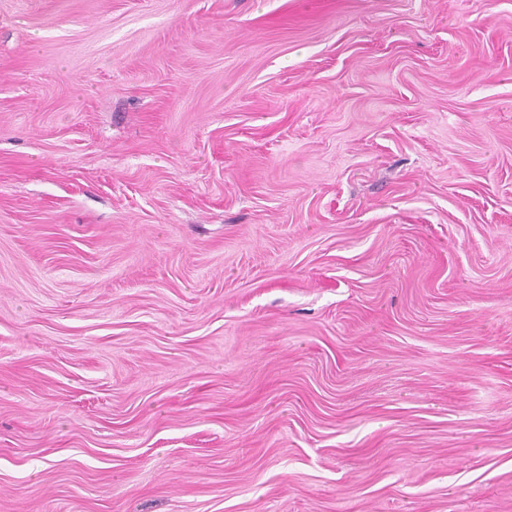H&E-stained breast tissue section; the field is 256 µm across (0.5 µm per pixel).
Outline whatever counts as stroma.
I'll return each instance as SVG.
<instances>
[{"label": "stroma", "mask_w": 512, "mask_h": 512, "mask_svg": "<svg viewBox=\"0 0 512 512\" xmlns=\"http://www.w3.org/2000/svg\"><path fill=\"white\" fill-rule=\"evenodd\" d=\"M0 512H512V0H0Z\"/></svg>", "instance_id": "35a3bbf8"}]
</instances>
